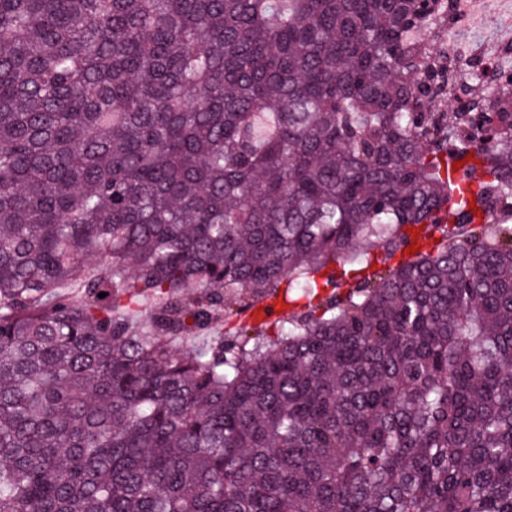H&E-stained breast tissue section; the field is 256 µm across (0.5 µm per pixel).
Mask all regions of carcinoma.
Instances as JSON below:
<instances>
[{
    "instance_id": "carcinoma-1",
    "label": "carcinoma",
    "mask_w": 512,
    "mask_h": 512,
    "mask_svg": "<svg viewBox=\"0 0 512 512\" xmlns=\"http://www.w3.org/2000/svg\"><path fill=\"white\" fill-rule=\"evenodd\" d=\"M454 2L0 0V512H512V71ZM455 37H459L463 42L476 44L485 56L496 58L498 46L504 41L512 40V26L463 29L458 34L455 33Z\"/></svg>"
}]
</instances>
